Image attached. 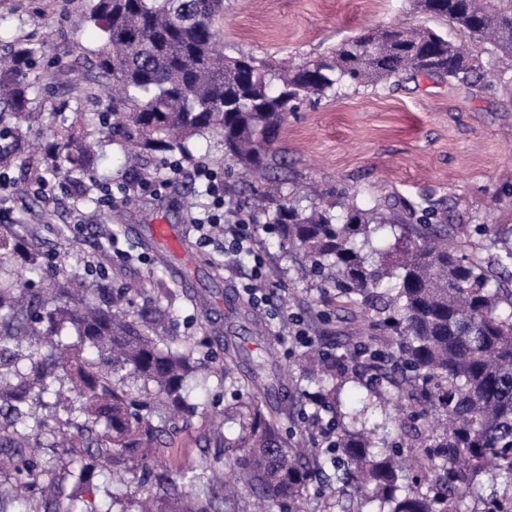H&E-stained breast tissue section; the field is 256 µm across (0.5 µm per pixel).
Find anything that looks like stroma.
Instances as JSON below:
<instances>
[{
    "label": "stroma",
    "instance_id": "obj_1",
    "mask_svg": "<svg viewBox=\"0 0 512 512\" xmlns=\"http://www.w3.org/2000/svg\"><path fill=\"white\" fill-rule=\"evenodd\" d=\"M85 8L86 0H0V53L27 42L39 49L31 72L36 83L29 104L35 116L32 140L46 144L62 116L87 113L93 119L89 130L101 142L93 175L117 188L146 167L98 122L110 105L93 93L98 79L94 52L101 45V33L82 24ZM217 26L227 53L243 52L293 66L328 55L367 26H426L447 34L449 40L460 39L452 26L417 12L412 0H224V16ZM480 59L497 75L493 86L468 89L448 79L403 77L356 91L345 89L289 113L278 147L291 189L300 196L311 185L346 189L355 192L365 208L390 195L407 206L434 202L446 209L454 224L511 227L512 57L487 45L481 48ZM221 154L216 140H199L192 158L182 160L180 175L169 184L164 181V161L152 162L147 169L154 184L144 194L145 205L134 211H123L118 199L108 207L96 202L78 207L63 193L46 202L16 170L10 173V197L0 208V224L34 228L43 270L31 274V288H45L55 274L105 255L108 282L132 285L152 298L161 281L179 290V297L169 304V333L195 344V358L220 361L225 342L243 346L230 366L231 381L211 377L193 382L197 414L176 419L173 437L162 440L172 468L190 475L211 468L218 485L230 474L229 467L218 461L220 450L237 426L225 420L217 432L210 421L247 401L249 392L238 387V379L250 375L254 362L267 348H274L276 360L264 373L284 370L288 381L266 396L268 409L278 417L288 442L304 436L321 438V420L302 401L304 393L316 387L302 366V355L311 343L339 355L352 352L358 342L355 329L364 318L357 309L328 310V290L306 279L299 264L292 262L279 282L268 284L267 294L272 309L301 315L308 340H275L257 326L269 319V311L249 305L241 290L251 272V257L229 260L217 271L210 251L192 245L196 282L189 286L168 266L155 264L152 253L136 250L149 224L161 222L184 233L192 212L210 202L197 171ZM117 211L124 214L119 230L112 221ZM75 226L80 229L76 235L71 232ZM201 293L209 298L202 311L191 302ZM324 310L329 313L325 319L320 316ZM383 386L390 392L385 402L359 384H346L340 394L342 411L356 414L358 427L368 429L409 416V404L392 378H384ZM95 484L91 501L96 512H130L137 491L133 481L113 482L106 471ZM355 508L351 490L317 481L301 504L302 512Z\"/></svg>",
    "mask_w": 512,
    "mask_h": 512
}]
</instances>
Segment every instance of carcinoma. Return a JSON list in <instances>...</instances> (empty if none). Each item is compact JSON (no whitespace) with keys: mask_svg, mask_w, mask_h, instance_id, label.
Instances as JSON below:
<instances>
[{"mask_svg":"<svg viewBox=\"0 0 512 512\" xmlns=\"http://www.w3.org/2000/svg\"><path fill=\"white\" fill-rule=\"evenodd\" d=\"M414 2L472 45L512 56V0ZM222 15L224 0H88L82 23L102 33L96 67L112 99L104 126L144 159L190 157L199 139H219L224 159L257 179L253 209L241 218L258 234L276 235L287 255L333 288L337 308L363 310L390 337L384 350L369 336L348 356L306 352L305 370L332 381L315 405L336 412L348 361H361V376L372 379L391 363L407 399L437 420L414 430L422 452L403 462L401 444L376 452L364 430L337 420L328 447L293 448L255 393L228 412L238 425L229 465L252 492L293 512L308 491L310 461L354 489L357 512L373 502L387 512H464L461 495L486 482L501 493L476 512H512V288L501 280L512 270V229L479 225L488 256H468L457 239L464 226L447 223L435 205L417 211L388 198L365 209L344 191L333 202L301 198L286 190L288 176H267L279 166L288 113L305 101L418 74L468 88L481 80L478 57L428 27L367 28L326 58L277 72L224 53L215 27ZM37 54L21 47L0 58V137L18 144L33 119L28 74ZM98 147L80 122L62 123L49 152L54 174L81 181ZM41 167L29 151L0 150V168L39 179ZM23 231L0 224V271L11 264L9 277L0 274V469L15 473L13 487H0V512L34 487L40 499L31 512H74L78 502L81 512H96L79 492H93L94 475L107 469L133 474L141 489L134 512H222L218 503H230L223 494L192 492L210 483L206 472L173 471L159 441L169 422L195 411L188 375L226 369L194 360L186 344L166 343L165 309L147 300L131 310L128 285L66 272L43 292L25 287L41 253ZM123 369L142 381L145 399L113 378ZM41 408L65 416L75 432L57 440ZM34 435L45 436L43 459L30 456ZM77 445L88 453L72 463L67 493L56 477L57 449Z\"/></svg>","mask_w":512,"mask_h":512,"instance_id":"carcinoma-1","label":"carcinoma"}]
</instances>
